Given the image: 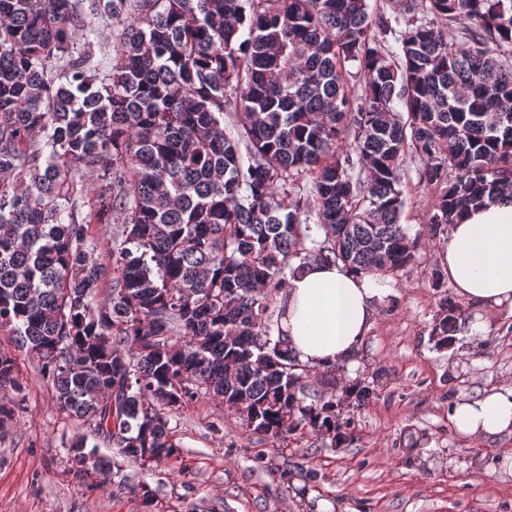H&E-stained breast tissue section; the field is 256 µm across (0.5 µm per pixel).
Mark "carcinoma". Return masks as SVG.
I'll list each match as a JSON object with an SVG mask.
<instances>
[{
  "mask_svg": "<svg viewBox=\"0 0 512 512\" xmlns=\"http://www.w3.org/2000/svg\"><path fill=\"white\" fill-rule=\"evenodd\" d=\"M391 4L389 16L368 0H0V330L85 427L69 445L77 483L86 462L100 487L129 483L90 439L143 468L178 459L170 417L206 396L272 443L349 444L336 369L272 335L287 273L311 256L385 278L410 265V150L441 187L430 236L512 201V0ZM105 16L118 38L99 58ZM450 30L465 48L448 47ZM114 210L124 222L100 245L89 225ZM459 319L443 293L437 348ZM9 389L21 391L15 359L0 352ZM343 392L360 406L374 388ZM19 409L0 400V429Z\"/></svg>",
  "mask_w": 512,
  "mask_h": 512,
  "instance_id": "1",
  "label": "carcinoma"
}]
</instances>
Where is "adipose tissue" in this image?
I'll return each mask as SVG.
<instances>
[{"label": "adipose tissue", "mask_w": 512, "mask_h": 512, "mask_svg": "<svg viewBox=\"0 0 512 512\" xmlns=\"http://www.w3.org/2000/svg\"><path fill=\"white\" fill-rule=\"evenodd\" d=\"M443 271L461 297L485 310L512 313V202L471 209L450 225ZM391 294L386 278L312 257L281 293L280 326L299 362L348 370ZM449 424L469 438L512 434V386L455 401Z\"/></svg>", "instance_id": "adipose-tissue-1"}]
</instances>
